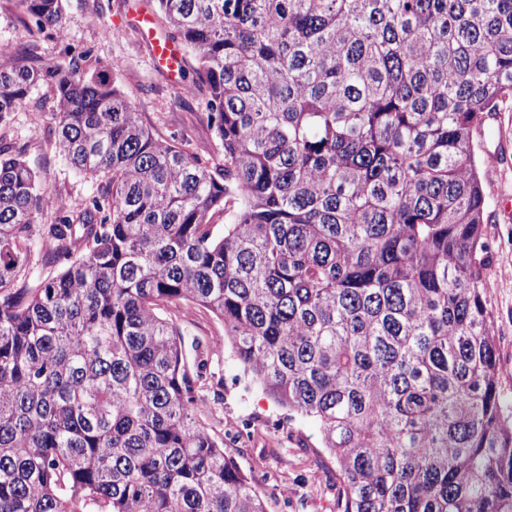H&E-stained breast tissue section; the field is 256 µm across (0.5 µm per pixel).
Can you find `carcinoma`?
Here are the masks:
<instances>
[{
  "label": "carcinoma",
  "mask_w": 512,
  "mask_h": 512,
  "mask_svg": "<svg viewBox=\"0 0 512 512\" xmlns=\"http://www.w3.org/2000/svg\"><path fill=\"white\" fill-rule=\"evenodd\" d=\"M21 2L65 29L62 0ZM152 2L212 163L106 70L0 71V119L50 83L58 153L102 188L36 225L45 187L0 142V512H266L197 419L179 304L317 421L336 512H512L473 144L512 112V0ZM35 248L67 263L35 282Z\"/></svg>",
  "instance_id": "obj_1"
}]
</instances>
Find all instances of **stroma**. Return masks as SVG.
Masks as SVG:
<instances>
[{"label": "stroma", "mask_w": 512, "mask_h": 512, "mask_svg": "<svg viewBox=\"0 0 512 512\" xmlns=\"http://www.w3.org/2000/svg\"><path fill=\"white\" fill-rule=\"evenodd\" d=\"M129 3L63 0L68 38L61 42L51 31L38 29L20 0H0V42L15 47L11 55L0 56V70L26 63L32 55L61 69L77 57L87 72L114 70L142 121L160 139H188L190 152L217 159L207 95L194 86L192 71H185L182 85H175L156 67L139 29L107 32L112 17L125 13ZM53 105L51 86L41 83L0 121V141L22 152L48 191L46 204L34 218L38 224L54 223L60 206L88 204L97 189L95 181L75 173L58 154L48 131ZM475 143L488 199L512 194V114L500 122L488 121ZM487 241L488 300L502 368V399L512 405V223H490ZM167 315L179 320L186 339L211 346L206 378L199 385L198 417L223 436L225 450L244 473L259 477L267 512H336L338 486L331 475L335 462L317 444V423L276 404L244 374L224 337L223 324L211 313L181 305L168 308ZM212 376L223 383L221 397H214L209 388ZM242 423L250 424V438L236 437L235 429Z\"/></svg>", "instance_id": "1"}]
</instances>
